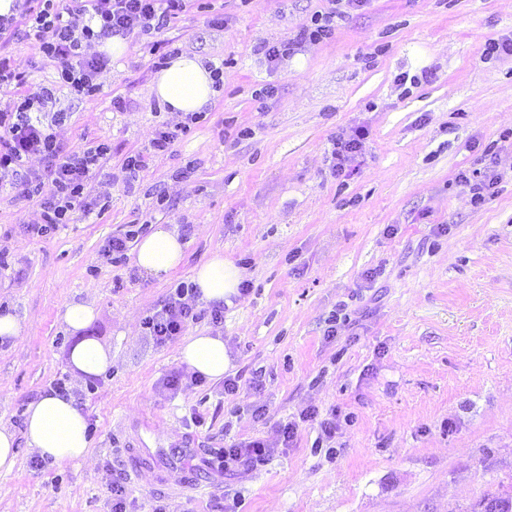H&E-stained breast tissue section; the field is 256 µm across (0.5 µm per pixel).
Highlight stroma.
<instances>
[{"mask_svg": "<svg viewBox=\"0 0 512 512\" xmlns=\"http://www.w3.org/2000/svg\"><path fill=\"white\" fill-rule=\"evenodd\" d=\"M328 0H184L162 28L127 38L85 103L56 88L26 16L0 36L11 96L55 87L64 150L110 152L93 173L101 215L37 238L43 198L0 186V310L23 337L0 341V422L21 429L28 403L66 379L94 423L87 459L59 468L21 449L0 475V512H111L109 474L130 512H470L512 494V0H365L330 39L288 42ZM222 68L200 121L151 154L163 127L184 123L150 93L163 56ZM363 129L360 152L335 173L339 136ZM494 147L503 178L474 205L458 173L483 169ZM142 153L127 180L123 163ZM175 224L187 243L167 279L115 264L102 250L128 230ZM223 251L246 293L209 307L186 335L224 338L240 390L209 380L172 392L180 340L156 345L143 327L171 288ZM93 303L71 332L62 309ZM352 321L336 336L329 318ZM93 339L112 353L82 378L70 349ZM202 414L204 427L190 424ZM335 416V455L315 451L316 421ZM294 423L288 447L255 468L206 471L212 448L269 440Z\"/></svg>", "mask_w": 512, "mask_h": 512, "instance_id": "stroma-1", "label": "stroma"}]
</instances>
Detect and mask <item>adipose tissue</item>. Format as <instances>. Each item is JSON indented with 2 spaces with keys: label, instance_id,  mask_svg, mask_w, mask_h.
Listing matches in <instances>:
<instances>
[{
  "label": "adipose tissue",
  "instance_id": "1",
  "mask_svg": "<svg viewBox=\"0 0 512 512\" xmlns=\"http://www.w3.org/2000/svg\"><path fill=\"white\" fill-rule=\"evenodd\" d=\"M213 85L206 59L182 53L155 75L151 92L168 111L187 114L202 111L211 103ZM186 247L177 227L159 224L136 242L133 262L141 273L160 280L182 264ZM242 278V270L219 251L193 273L198 300L208 306L230 302ZM180 359L189 370L212 380L222 379L230 365L223 338L206 333L189 337ZM68 364L81 376H98L111 366L112 355L99 342L85 339L71 349ZM24 446L61 466L87 457L91 447L88 422L72 396L49 391L30 402L22 431L0 425V474L14 471Z\"/></svg>",
  "mask_w": 512,
  "mask_h": 512
}]
</instances>
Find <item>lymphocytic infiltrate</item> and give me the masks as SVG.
Here are the masks:
<instances>
[{
	"label": "lymphocytic infiltrate",
	"mask_w": 512,
	"mask_h": 512,
	"mask_svg": "<svg viewBox=\"0 0 512 512\" xmlns=\"http://www.w3.org/2000/svg\"><path fill=\"white\" fill-rule=\"evenodd\" d=\"M182 7L183 0H83L71 7L58 6L56 0H40L39 8L29 13L30 30L40 52L58 63L60 84L89 101L99 90L97 76L109 60L101 54L83 56L82 45L113 35L160 29L164 18ZM52 97V89L32 85L18 104L0 113V184L19 182L37 193L45 189L50 192L41 223L30 227L39 237L69 223L74 210L92 214L95 203L89 187L90 173L108 151L102 143L62 151L55 132L62 115L57 112L48 117L43 112ZM33 155L46 162L45 171L25 168V160ZM198 318L195 290L182 283L170 292L159 310L147 317L145 328L156 344L164 345ZM274 445L263 440L241 442L210 456L206 465L219 473L254 467L267 460Z\"/></svg>",
	"instance_id": "lymphocytic-infiltrate-1"
}]
</instances>
